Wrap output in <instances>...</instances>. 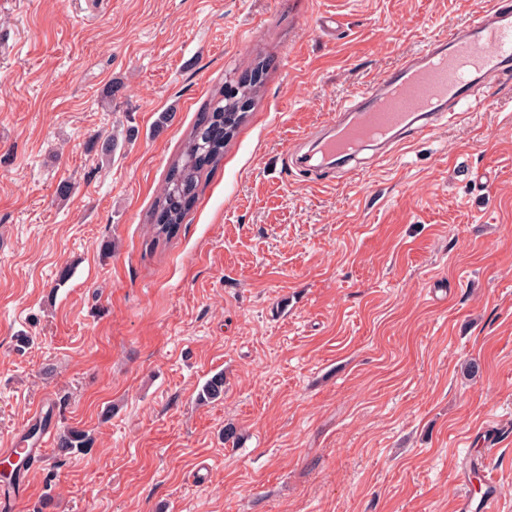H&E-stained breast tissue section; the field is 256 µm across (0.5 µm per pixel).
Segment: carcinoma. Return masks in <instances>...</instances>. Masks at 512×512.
Listing matches in <instances>:
<instances>
[{"mask_svg":"<svg viewBox=\"0 0 512 512\" xmlns=\"http://www.w3.org/2000/svg\"><path fill=\"white\" fill-rule=\"evenodd\" d=\"M255 93L252 85L239 90L235 96H228L221 90L213 96L209 106L199 113L181 154L169 168L165 185L155 202L151 225L153 243L166 242L175 234L204 166L217 161L224 154V143L209 138V127L224 123L226 114L238 112L239 99H251ZM202 394L209 400L221 398L224 395V373L219 372L209 378ZM93 444L94 439L87 431L67 427L57 437V452L59 456L66 457L88 452Z\"/></svg>","mask_w":512,"mask_h":512,"instance_id":"obj_1","label":"carcinoma"}]
</instances>
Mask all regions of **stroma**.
I'll list each match as a JSON object with an SVG mask.
<instances>
[{"label":"stroma","mask_w":512,"mask_h":512,"mask_svg":"<svg viewBox=\"0 0 512 512\" xmlns=\"http://www.w3.org/2000/svg\"><path fill=\"white\" fill-rule=\"evenodd\" d=\"M473 8L0 0V449L38 425L94 439L0 481V512H457L482 493L468 459L512 512V75L345 178L288 162ZM265 58L149 247L199 112Z\"/></svg>","instance_id":"1"}]
</instances>
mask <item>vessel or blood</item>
<instances>
[{"label": "vessel or blood", "instance_id": "b4317fda", "mask_svg": "<svg viewBox=\"0 0 512 512\" xmlns=\"http://www.w3.org/2000/svg\"><path fill=\"white\" fill-rule=\"evenodd\" d=\"M512 70V12L501 0H476L471 23L452 29L397 68L369 80L349 113L337 114L331 135L313 150L354 170L361 147L401 146L433 131L438 115L457 118L476 103L482 87ZM497 495L458 497L457 512H495Z\"/></svg>", "mask_w": 512, "mask_h": 512}]
</instances>
